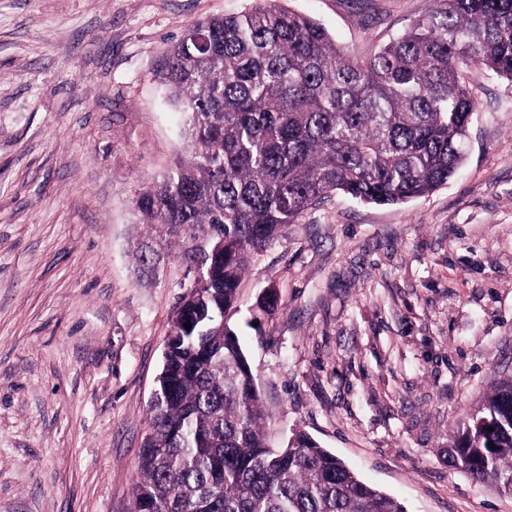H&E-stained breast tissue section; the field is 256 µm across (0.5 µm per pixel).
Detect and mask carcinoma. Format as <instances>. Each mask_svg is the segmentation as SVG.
<instances>
[{
  "label": "carcinoma",
  "mask_w": 512,
  "mask_h": 512,
  "mask_svg": "<svg viewBox=\"0 0 512 512\" xmlns=\"http://www.w3.org/2000/svg\"><path fill=\"white\" fill-rule=\"evenodd\" d=\"M512 81V0H435L368 59L280 0L196 23L168 52L188 158L136 200L163 249L204 279L181 297L151 407L132 512H406L303 430L271 443L262 396L226 320L250 259L325 195L391 205L448 183L476 102L464 71ZM160 251L143 244L139 267ZM493 446H488V443ZM448 466L512 495V376L448 439Z\"/></svg>",
  "instance_id": "cac0c4a2"
}]
</instances>
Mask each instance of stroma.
<instances>
[{
  "instance_id": "35a3bbf8",
  "label": "stroma",
  "mask_w": 512,
  "mask_h": 512,
  "mask_svg": "<svg viewBox=\"0 0 512 512\" xmlns=\"http://www.w3.org/2000/svg\"><path fill=\"white\" fill-rule=\"evenodd\" d=\"M250 0H0V512H130L192 271L135 200L184 153L167 50ZM373 56L434 0H286ZM466 160L393 205L330 193L254 257L230 324L272 436L308 432L406 512H512L448 432L512 375V81L464 75Z\"/></svg>"
}]
</instances>
